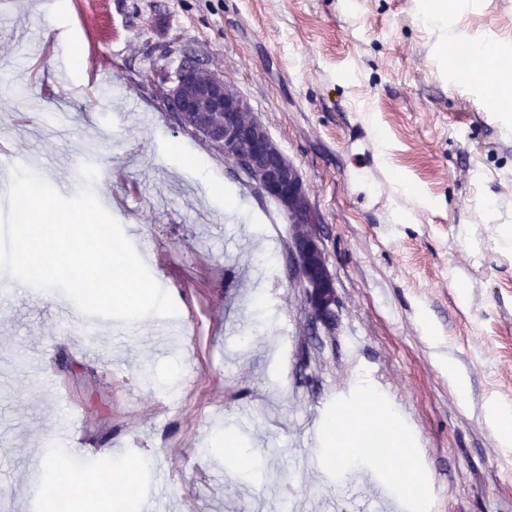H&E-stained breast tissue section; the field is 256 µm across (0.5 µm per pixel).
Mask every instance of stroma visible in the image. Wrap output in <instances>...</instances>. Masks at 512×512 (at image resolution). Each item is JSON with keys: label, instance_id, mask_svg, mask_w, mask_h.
<instances>
[{"label": "stroma", "instance_id": "35a3bbf8", "mask_svg": "<svg viewBox=\"0 0 512 512\" xmlns=\"http://www.w3.org/2000/svg\"><path fill=\"white\" fill-rule=\"evenodd\" d=\"M0 0V142L63 196L93 190L178 313L82 331L54 295L0 306V493L41 512L45 456L145 459L154 512H512V0ZM497 58L465 73L448 44ZM246 96L321 221L336 316L311 327L292 227L178 126L158 72L185 55ZM380 156L367 153L369 142ZM268 230L256 234V225ZM466 383L458 394L456 378ZM390 407L420 498L383 457L328 462L319 431L361 386ZM254 452L252 481L217 458ZM491 426L503 443H512V409L501 407L491 419Z\"/></svg>", "mask_w": 512, "mask_h": 512}]
</instances>
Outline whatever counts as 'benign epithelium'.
Wrapping results in <instances>:
<instances>
[{
    "label": "benign epithelium",
    "mask_w": 512,
    "mask_h": 512,
    "mask_svg": "<svg viewBox=\"0 0 512 512\" xmlns=\"http://www.w3.org/2000/svg\"><path fill=\"white\" fill-rule=\"evenodd\" d=\"M193 59H185L174 77L157 86L170 111L197 122L194 132L224 155L260 194L277 201L293 225L295 277L305 288V303L315 323L335 315L336 291L319 232L320 219L312 208L296 165L269 136L264 125L246 123L252 111L248 99L223 74L200 75Z\"/></svg>",
    "instance_id": "obj_1"
}]
</instances>
